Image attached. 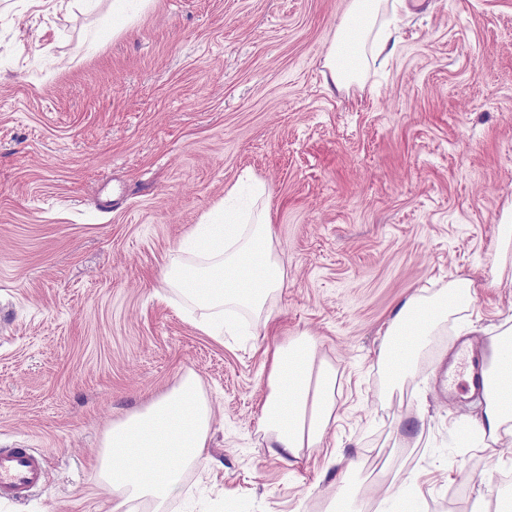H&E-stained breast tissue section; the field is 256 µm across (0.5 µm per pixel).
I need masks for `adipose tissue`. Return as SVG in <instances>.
<instances>
[{
	"instance_id": "adipose-tissue-1",
	"label": "adipose tissue",
	"mask_w": 512,
	"mask_h": 512,
	"mask_svg": "<svg viewBox=\"0 0 512 512\" xmlns=\"http://www.w3.org/2000/svg\"><path fill=\"white\" fill-rule=\"evenodd\" d=\"M385 12L386 0H352L323 64L333 84L357 80L388 44L399 41V28ZM250 190L252 206L239 207L238 191L230 189L222 222L195 225L165 274L169 287L195 307L192 323L207 336H223L224 315L236 308L251 311L255 331H262L266 305L284 284L274 248L270 190L258 180ZM472 288L471 280L461 277L436 294L406 298L384 330L379 363L395 379L407 377L426 336L449 315L469 307ZM480 378L481 413L475 424L482 438L495 445L512 438L511 325L495 335L492 357L482 362ZM267 386L260 427L281 459L320 447L336 417V369L316 362L311 338L302 336L274 349ZM212 416L197 380L187 376L144 410L113 424L103 439L100 468L111 495L110 512H135L137 504L159 505L173 497L174 472L201 460Z\"/></svg>"
}]
</instances>
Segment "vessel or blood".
I'll list each match as a JSON object with an SVG mask.
<instances>
[{
	"label": "vessel or blood",
	"instance_id": "obj_1",
	"mask_svg": "<svg viewBox=\"0 0 512 512\" xmlns=\"http://www.w3.org/2000/svg\"><path fill=\"white\" fill-rule=\"evenodd\" d=\"M46 460L29 448H0V498L11 502L27 500L42 485Z\"/></svg>",
	"mask_w": 512,
	"mask_h": 512
}]
</instances>
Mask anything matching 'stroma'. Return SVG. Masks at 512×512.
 Returning a JSON list of instances; mask_svg holds the SVG:
<instances>
[{
  "mask_svg": "<svg viewBox=\"0 0 512 512\" xmlns=\"http://www.w3.org/2000/svg\"><path fill=\"white\" fill-rule=\"evenodd\" d=\"M350 0H0V448L47 479L0 512H109L112 423L187 373L213 409L207 464L162 512H512V447L482 449L478 395L440 372L512 323V0H406L401 40L346 87L323 60ZM266 182L285 270L271 333L201 334L162 271L243 171ZM466 277L387 394L383 325ZM306 333L337 370L324 443L281 462L259 431L268 347Z\"/></svg>",
  "mask_w": 512,
  "mask_h": 512,
  "instance_id": "stroma-1",
  "label": "stroma"
}]
</instances>
